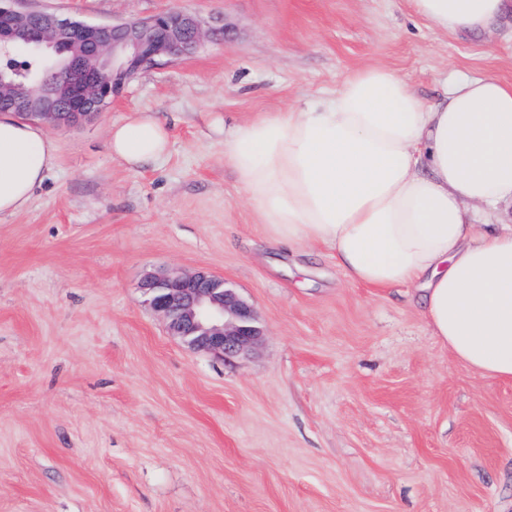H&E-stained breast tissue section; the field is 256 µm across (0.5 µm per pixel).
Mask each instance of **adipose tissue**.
Instances as JSON below:
<instances>
[{
	"mask_svg": "<svg viewBox=\"0 0 512 512\" xmlns=\"http://www.w3.org/2000/svg\"><path fill=\"white\" fill-rule=\"evenodd\" d=\"M452 34L485 31L512 0H410ZM108 148L128 167L165 158L166 125L131 112ZM45 128L0 114V214L25 211L58 162ZM224 156L271 238L327 246L344 277L417 286L434 336L481 375L512 381V232L473 207L512 205V84L465 79L434 103L394 71L350 74L327 100L232 127Z\"/></svg>",
	"mask_w": 512,
	"mask_h": 512,
	"instance_id": "obj_1",
	"label": "adipose tissue"
}]
</instances>
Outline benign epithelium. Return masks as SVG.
Here are the masks:
<instances>
[{"label": "benign epithelium", "instance_id": "obj_1", "mask_svg": "<svg viewBox=\"0 0 512 512\" xmlns=\"http://www.w3.org/2000/svg\"><path fill=\"white\" fill-rule=\"evenodd\" d=\"M19 2L0 0V58L23 44L57 78H44L38 92L22 95L15 79L0 70V104L51 126L93 119L141 69L195 51L206 36L202 20L182 10L92 23L27 10ZM142 288L169 334L191 349L229 358L260 341L254 311L220 277L173 271L146 278Z\"/></svg>", "mask_w": 512, "mask_h": 512}]
</instances>
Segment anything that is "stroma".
Wrapping results in <instances>:
<instances>
[{
	"label": "stroma",
	"mask_w": 512,
	"mask_h": 512,
	"mask_svg": "<svg viewBox=\"0 0 512 512\" xmlns=\"http://www.w3.org/2000/svg\"><path fill=\"white\" fill-rule=\"evenodd\" d=\"M95 23L200 16L190 56L137 73L98 116L53 127L60 159L0 215V512H512V381L435 336L414 286L348 283L323 246L269 239L224 132L381 65L425 101L512 83V13L454 35L408 0H24ZM154 113L140 169L109 128ZM207 270L263 331L232 359L166 332L144 278ZM108 148L130 168H141L165 158L170 150L167 126L151 112H131L112 124Z\"/></svg>",
	"instance_id": "1"
}]
</instances>
